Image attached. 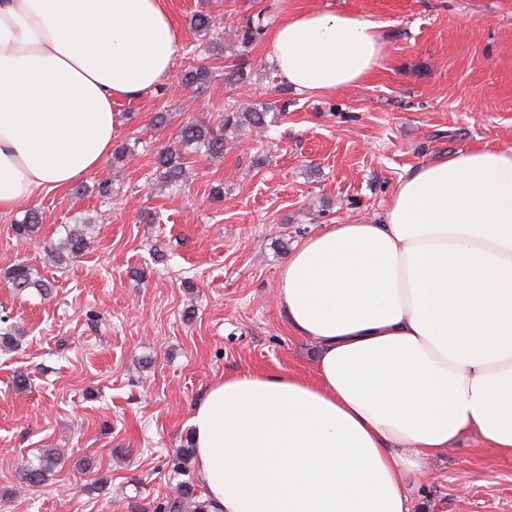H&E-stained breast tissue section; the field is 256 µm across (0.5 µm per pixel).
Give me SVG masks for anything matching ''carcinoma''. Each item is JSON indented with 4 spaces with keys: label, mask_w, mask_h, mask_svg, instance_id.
<instances>
[{
    "label": "carcinoma",
    "mask_w": 512,
    "mask_h": 512,
    "mask_svg": "<svg viewBox=\"0 0 512 512\" xmlns=\"http://www.w3.org/2000/svg\"><path fill=\"white\" fill-rule=\"evenodd\" d=\"M241 57H246L250 48L262 39L267 30V24L262 15L245 19L240 26ZM211 71L204 64H193L186 69L185 84L189 87L201 88L210 81ZM268 109L250 108L245 111L224 107V114L217 126L208 123L188 121L179 131L178 148L164 147L157 151L156 165L161 169V178L176 184L183 181L185 167L184 155L204 151L205 154L219 158L224 156V147L231 136L238 134L245 127L266 128ZM39 229V215L35 211L25 213L22 220L12 225L15 237L20 241L33 239ZM89 247L86 227L76 226L68 230L65 238L48 250L49 260L56 266L73 261L84 254ZM7 282L16 292L22 293L29 289L36 290L41 295H48L51 283L40 276L26 263H17L6 273ZM59 459L55 448H44L36 461L27 463L19 473V480L26 486H40L49 480L53 466ZM209 512V503L196 496V489L191 482L181 484L176 497L159 503L153 512Z\"/></svg>",
    "instance_id": "carcinoma-1"
}]
</instances>
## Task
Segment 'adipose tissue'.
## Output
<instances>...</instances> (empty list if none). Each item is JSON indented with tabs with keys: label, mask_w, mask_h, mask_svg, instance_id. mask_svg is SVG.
Returning <instances> with one entry per match:
<instances>
[{
	"label": "adipose tissue",
	"mask_w": 512,
	"mask_h": 512,
	"mask_svg": "<svg viewBox=\"0 0 512 512\" xmlns=\"http://www.w3.org/2000/svg\"><path fill=\"white\" fill-rule=\"evenodd\" d=\"M269 41L303 92L356 85L385 56L379 22L329 10ZM179 50L167 0H0V213L100 167L118 103ZM277 298L318 348L314 377L228 375L193 406L211 512H411L408 474L461 438L512 456V149L407 169L379 221L290 252Z\"/></svg>",
	"instance_id": "ef3b65f1"
}]
</instances>
